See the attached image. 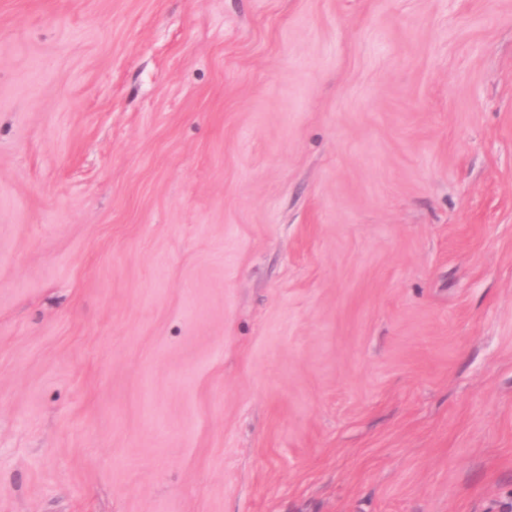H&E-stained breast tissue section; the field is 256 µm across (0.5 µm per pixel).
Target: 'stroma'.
I'll return each instance as SVG.
<instances>
[{
	"label": "stroma",
	"instance_id": "obj_1",
	"mask_svg": "<svg viewBox=\"0 0 512 512\" xmlns=\"http://www.w3.org/2000/svg\"><path fill=\"white\" fill-rule=\"evenodd\" d=\"M0 512H512V0H0Z\"/></svg>",
	"mask_w": 512,
	"mask_h": 512
}]
</instances>
